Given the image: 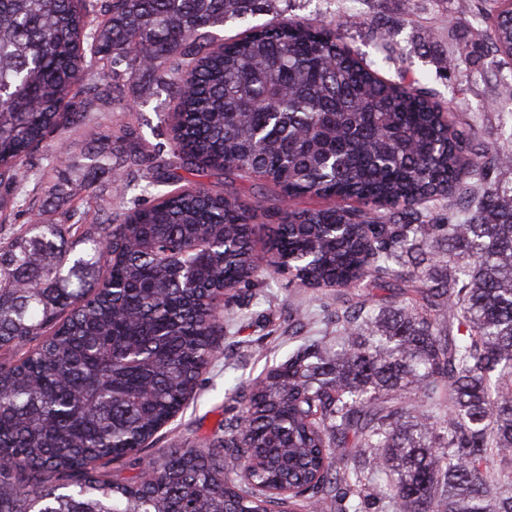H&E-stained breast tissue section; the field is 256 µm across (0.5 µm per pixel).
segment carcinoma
Listing matches in <instances>:
<instances>
[{
  "label": "carcinoma",
  "mask_w": 512,
  "mask_h": 512,
  "mask_svg": "<svg viewBox=\"0 0 512 512\" xmlns=\"http://www.w3.org/2000/svg\"><path fill=\"white\" fill-rule=\"evenodd\" d=\"M276 2L0 0V223L39 190L61 207L0 242V512H512V152L464 137L431 89L331 28L282 17L214 47L210 28ZM478 11L490 52L459 43L445 74L512 58V16ZM146 73L177 101L159 189L105 218L90 191L81 224L24 161L75 127L110 168L99 112ZM147 156L130 150L124 174ZM182 170L336 205L275 212L259 258L263 201L164 190ZM263 272L354 292L336 335L238 387L206 447L99 473L178 414L224 332L215 299ZM390 279L411 296L375 314L365 289ZM255 235L253 236V247L255 253L262 257L267 255L269 236L272 235V230L279 223V219L274 217L266 219L261 217L256 221Z\"/></svg>",
  "instance_id": "obj_1"
}]
</instances>
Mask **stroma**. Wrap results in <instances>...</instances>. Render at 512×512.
<instances>
[{
    "label": "stroma",
    "mask_w": 512,
    "mask_h": 512,
    "mask_svg": "<svg viewBox=\"0 0 512 512\" xmlns=\"http://www.w3.org/2000/svg\"><path fill=\"white\" fill-rule=\"evenodd\" d=\"M279 5L286 16L339 30L351 49L380 64L385 77L425 78L436 101L453 111L457 129L474 131L485 143L512 150V98L501 84L502 78L512 75V65L483 76L465 70L448 78L439 74V63L451 44L481 41L487 23L474 10L459 9L457 0H416L411 12L404 10L403 0H279ZM375 15L389 20L393 30L390 39L372 32L369 21ZM119 99L120 109L113 112L109 123L113 136H120L123 125L128 124L142 146H170L163 115L173 112L175 102L165 84L154 79L128 83ZM60 136L72 145L70 158L79 157L81 130L67 129ZM70 158L41 148L26 168L32 174L50 171L74 205L92 190L103 205L120 209L124 201L141 196L153 175L148 167L142 177L123 183L124 153L116 146L111 171L98 174L90 186L85 168L70 166ZM339 294L336 288L312 291L296 287L286 274L259 278L247 290L244 301L234 306L233 328L218 339L217 357L202 375L197 394L143 451V462L184 444L207 445L218 434L220 424L232 415L228 397L234 384L262 379L272 365L287 359L297 343L289 325L299 309H307L312 335H323L328 324L321 305L335 303Z\"/></svg>",
    "instance_id": "stroma-1"
}]
</instances>
